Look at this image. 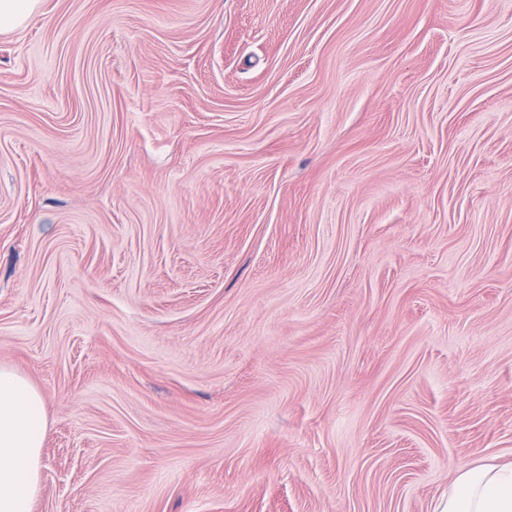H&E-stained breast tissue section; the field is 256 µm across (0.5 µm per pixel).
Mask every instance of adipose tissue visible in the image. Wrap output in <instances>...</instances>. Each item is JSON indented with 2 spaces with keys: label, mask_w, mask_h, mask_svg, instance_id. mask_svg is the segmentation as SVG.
I'll list each match as a JSON object with an SVG mask.
<instances>
[{
  "label": "adipose tissue",
  "mask_w": 512,
  "mask_h": 512,
  "mask_svg": "<svg viewBox=\"0 0 512 512\" xmlns=\"http://www.w3.org/2000/svg\"><path fill=\"white\" fill-rule=\"evenodd\" d=\"M45 435L41 393L0 367V512H32ZM436 512H512V462L460 470Z\"/></svg>",
  "instance_id": "adipose-tissue-1"
}]
</instances>
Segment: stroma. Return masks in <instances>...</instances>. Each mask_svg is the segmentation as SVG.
Segmentation results:
<instances>
[{
    "instance_id": "35a3bbf8",
    "label": "stroma",
    "mask_w": 512,
    "mask_h": 512,
    "mask_svg": "<svg viewBox=\"0 0 512 512\" xmlns=\"http://www.w3.org/2000/svg\"><path fill=\"white\" fill-rule=\"evenodd\" d=\"M0 367L32 512H434L512 460V0H39ZM45 435L41 393L16 371L0 367V512L32 511Z\"/></svg>"
}]
</instances>
